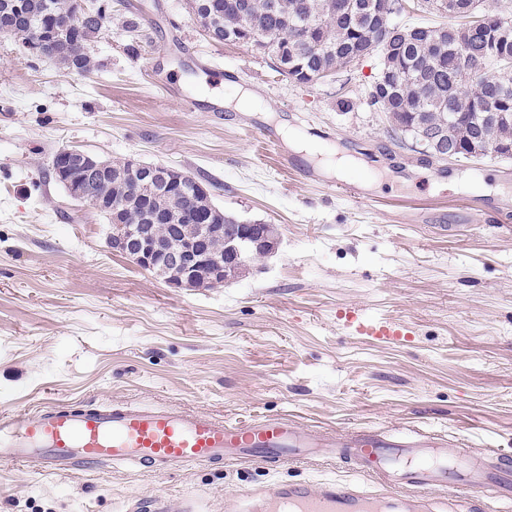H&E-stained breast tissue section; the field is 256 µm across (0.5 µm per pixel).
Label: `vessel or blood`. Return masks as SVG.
<instances>
[{
	"instance_id": "1",
	"label": "vessel or blood",
	"mask_w": 512,
	"mask_h": 512,
	"mask_svg": "<svg viewBox=\"0 0 512 512\" xmlns=\"http://www.w3.org/2000/svg\"><path fill=\"white\" fill-rule=\"evenodd\" d=\"M348 332L376 341L408 336V328L363 318L356 309L341 313ZM318 449L320 456L348 463L358 476L378 481L382 493L348 483L299 482L273 493L251 496L252 512H394L402 489H444L449 503L472 502L476 512H500L512 504V454L475 455L464 448L441 453L436 438L412 430L329 432L319 437L299 422L256 418L227 422L204 412L117 402H91L72 410L58 402L37 410L0 415V464L36 466L55 474L100 469L131 461L146 469L210 466L242 460L282 464Z\"/></svg>"
}]
</instances>
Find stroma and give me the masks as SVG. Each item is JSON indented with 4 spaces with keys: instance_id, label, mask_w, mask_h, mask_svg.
Wrapping results in <instances>:
<instances>
[{
    "instance_id": "35a3bbf8",
    "label": "stroma",
    "mask_w": 512,
    "mask_h": 512,
    "mask_svg": "<svg viewBox=\"0 0 512 512\" xmlns=\"http://www.w3.org/2000/svg\"><path fill=\"white\" fill-rule=\"evenodd\" d=\"M112 11L140 27L105 30L86 78L0 46V412L128 401L320 433L406 426L449 449L512 452V159L444 165L397 148L366 101L377 58L302 85L267 55L203 36L184 0ZM201 59L257 109L217 118L153 86L156 66L189 85ZM262 126L358 160L343 179L363 198L323 169L302 180L291 165L308 155L281 157ZM63 148L181 168L240 221L277 225L280 248L228 284L169 287L114 253L106 217L49 177ZM346 308L412 336L351 335ZM299 481L378 489L319 456L165 472L0 466V512H131L157 498L243 512L242 493Z\"/></svg>"
}]
</instances>
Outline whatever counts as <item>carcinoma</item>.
I'll use <instances>...</instances> for the list:
<instances>
[{"label": "carcinoma", "instance_id": "1", "mask_svg": "<svg viewBox=\"0 0 512 512\" xmlns=\"http://www.w3.org/2000/svg\"><path fill=\"white\" fill-rule=\"evenodd\" d=\"M271 0H241L237 11L224 8V0H186L188 14L203 30L214 31L213 41H231L237 34L265 42H304L313 31L314 42L304 47L301 68L310 74L323 70L348 69L351 60L372 52L380 64L395 68L386 88L371 84L368 99L381 112L395 144L421 133L442 134L439 142L453 143L466 150H479L480 159L498 158L500 150L512 147V99L504 102L503 87L512 88V66L501 59L512 58V43L491 48L495 42L500 7H478L479 0H459L455 21L440 29L428 22H402L384 26L376 19L381 0H276L278 10L268 8ZM57 15L65 35L53 42L55 61L78 74L94 67L91 45L110 23L133 32L139 22L132 15L94 18L82 0H22L20 13L0 0V32L10 34L13 44L34 39L46 13ZM88 195L110 198L124 193V184L90 175ZM193 185L173 190L154 199L162 236L178 233L165 220L173 212L194 205L207 210L203 201L193 202Z\"/></svg>", "mask_w": 512, "mask_h": 512}]
</instances>
